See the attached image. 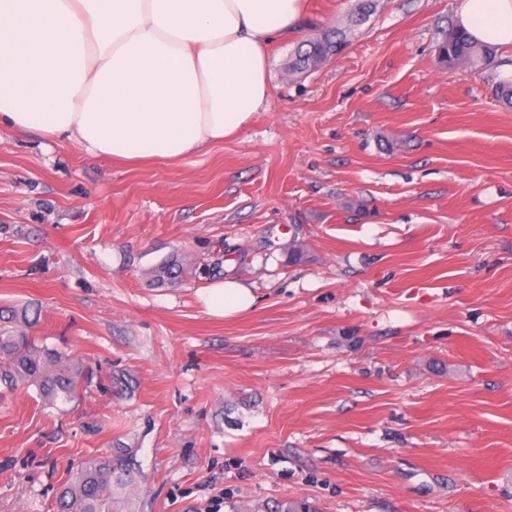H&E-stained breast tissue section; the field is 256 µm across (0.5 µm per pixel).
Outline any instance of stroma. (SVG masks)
Returning a JSON list of instances; mask_svg holds the SVG:
<instances>
[{
    "label": "stroma",
    "instance_id": "35a3bbf8",
    "mask_svg": "<svg viewBox=\"0 0 512 512\" xmlns=\"http://www.w3.org/2000/svg\"><path fill=\"white\" fill-rule=\"evenodd\" d=\"M306 0L269 101L181 160L0 126V308L123 375L0 391V512L130 448L122 512H512V106L441 62L456 0ZM344 30L317 69L304 40ZM183 264L181 281L155 269ZM229 277L255 306L206 313Z\"/></svg>",
    "mask_w": 512,
    "mask_h": 512
}]
</instances>
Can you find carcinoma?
<instances>
[{
    "label": "carcinoma",
    "instance_id": "cac0c4a2",
    "mask_svg": "<svg viewBox=\"0 0 512 512\" xmlns=\"http://www.w3.org/2000/svg\"><path fill=\"white\" fill-rule=\"evenodd\" d=\"M343 34L311 39L307 49L299 53L291 65L306 71L319 66L342 51ZM443 62L484 69L501 65L495 48L472 41L464 31H452L439 48ZM100 375L92 367L74 368L62 353L40 343L24 331L0 327V385L12 389L20 383L34 385L43 400L52 405L74 401L91 387ZM134 460L128 448H118L81 470L74 479L62 485L55 497V512H112L115 499L112 487L131 481Z\"/></svg>",
    "mask_w": 512,
    "mask_h": 512
}]
</instances>
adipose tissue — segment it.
<instances>
[{
	"mask_svg": "<svg viewBox=\"0 0 512 512\" xmlns=\"http://www.w3.org/2000/svg\"><path fill=\"white\" fill-rule=\"evenodd\" d=\"M303 0H0V124L112 159H183L265 104L267 49ZM475 42L512 48V0H459ZM199 297L231 317L256 297L219 280Z\"/></svg>",
	"mask_w": 512,
	"mask_h": 512,
	"instance_id": "obj_1",
	"label": "adipose tissue"
}]
</instances>
